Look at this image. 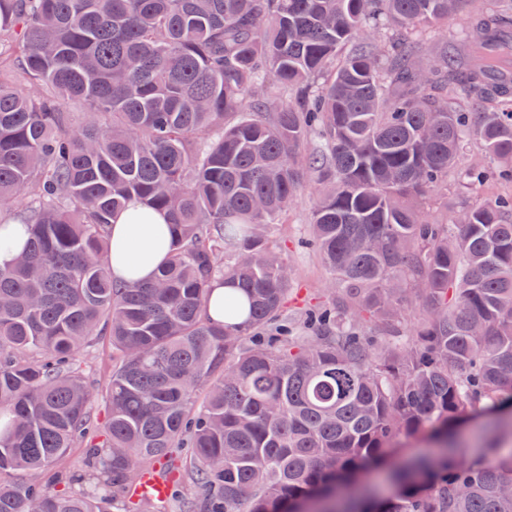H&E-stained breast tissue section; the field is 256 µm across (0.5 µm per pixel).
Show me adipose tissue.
I'll return each mask as SVG.
<instances>
[{
	"label": "adipose tissue",
	"mask_w": 512,
	"mask_h": 512,
	"mask_svg": "<svg viewBox=\"0 0 512 512\" xmlns=\"http://www.w3.org/2000/svg\"><path fill=\"white\" fill-rule=\"evenodd\" d=\"M110 232L113 280L126 284L152 279L170 249L166 215L134 201L114 218Z\"/></svg>",
	"instance_id": "ef3b65f1"
}]
</instances>
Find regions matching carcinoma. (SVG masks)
Masks as SVG:
<instances>
[{
	"mask_svg": "<svg viewBox=\"0 0 512 512\" xmlns=\"http://www.w3.org/2000/svg\"><path fill=\"white\" fill-rule=\"evenodd\" d=\"M501 54L512 9L471 0H0V223L28 209L0 269V512H165L129 497L156 464L205 488L181 512H512V414L487 465L448 434L512 405V193L430 209L450 179L512 182ZM472 137L494 165L459 166ZM303 186L336 303L292 336L265 227ZM132 199L167 215L171 250L118 286L109 229ZM215 278L243 325L205 316ZM95 336L99 432L76 363ZM425 433L439 454L371 495L365 472ZM3 233L13 242L11 249H0V269H7L12 264L16 255L22 250L26 242V233L22 224H7ZM79 360L86 369L87 381L99 390L98 396L92 402L91 412L103 423L105 407L101 395L111 369V349L107 340L102 337L93 348L83 349L79 354Z\"/></svg>",
	"mask_w": 512,
	"mask_h": 512,
	"instance_id": "obj_1",
	"label": "carcinoma"
}]
</instances>
